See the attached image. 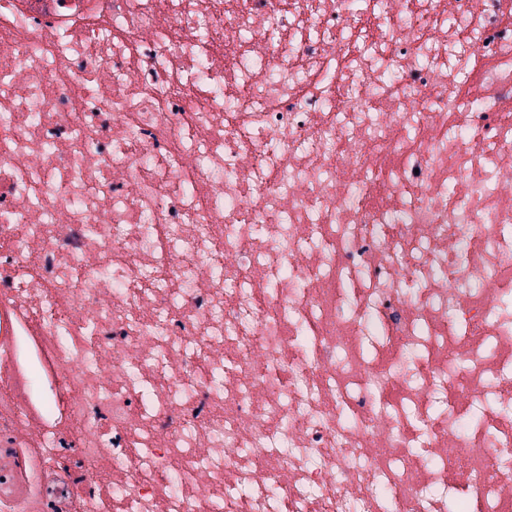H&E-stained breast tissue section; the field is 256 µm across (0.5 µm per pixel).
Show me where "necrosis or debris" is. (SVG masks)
<instances>
[{
  "instance_id": "necrosis-or-debris-1",
  "label": "necrosis or debris",
  "mask_w": 512,
  "mask_h": 512,
  "mask_svg": "<svg viewBox=\"0 0 512 512\" xmlns=\"http://www.w3.org/2000/svg\"><path fill=\"white\" fill-rule=\"evenodd\" d=\"M0 512H512V0H0Z\"/></svg>"
}]
</instances>
